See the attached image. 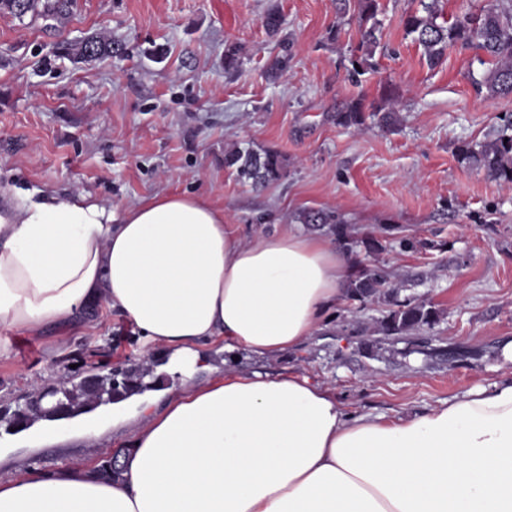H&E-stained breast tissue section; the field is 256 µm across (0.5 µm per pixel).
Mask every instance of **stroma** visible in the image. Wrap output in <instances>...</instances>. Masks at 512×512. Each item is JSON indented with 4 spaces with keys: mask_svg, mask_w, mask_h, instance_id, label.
<instances>
[{
    "mask_svg": "<svg viewBox=\"0 0 512 512\" xmlns=\"http://www.w3.org/2000/svg\"><path fill=\"white\" fill-rule=\"evenodd\" d=\"M379 46L359 82L349 77L361 41L355 13L336 0H70L56 18L0 10V206L19 192L59 199L83 193L117 209L159 193L204 195L242 242L292 230L328 237L302 223L310 209L336 213L353 234L374 233L378 261L410 279L407 296L433 304L441 320L400 339L369 326L384 309L334 308L301 346L270 356L210 348L200 381L228 372H296L334 389L345 409L395 420L484 389L507 373L512 344V186L469 168L458 145L494 134L512 96L478 93L473 50L448 49L437 67L404 36L419 0H380ZM279 10L291 45L287 73L269 82L263 66L279 50L263 27ZM90 37L112 42L102 59L79 55ZM280 37V38H281ZM238 71L224 68L228 45ZM398 102L400 124L386 131L337 125L354 99ZM236 146L274 151L285 174L260 189L224 165ZM422 241L405 252L397 237ZM91 331L59 350L52 336L9 333L0 359V414H12L56 380L81 381L142 367L140 342L117 312L90 310ZM94 437L53 440L0 422V476H46L55 462L79 463L124 447L134 429L100 419Z\"/></svg>",
    "mask_w": 512,
    "mask_h": 512,
    "instance_id": "1",
    "label": "stroma"
}]
</instances>
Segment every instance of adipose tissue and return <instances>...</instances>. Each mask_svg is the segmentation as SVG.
I'll list each match as a JSON object with an SVG mask.
<instances>
[{"label": "adipose tissue", "mask_w": 512, "mask_h": 512, "mask_svg": "<svg viewBox=\"0 0 512 512\" xmlns=\"http://www.w3.org/2000/svg\"><path fill=\"white\" fill-rule=\"evenodd\" d=\"M351 266L292 231L242 242L201 195L0 209V329L62 340L81 308L115 309L185 376L143 408L119 477L86 461L0 479V512H512V377L396 421L298 373L195 381L211 343L275 355L314 336ZM184 386V380L181 375L174 373L172 375H164L161 377L160 386L157 387L164 393L154 397L151 406L153 411L159 412L163 409L168 398L179 392Z\"/></svg>", "instance_id": "ef3b65f1"}]
</instances>
